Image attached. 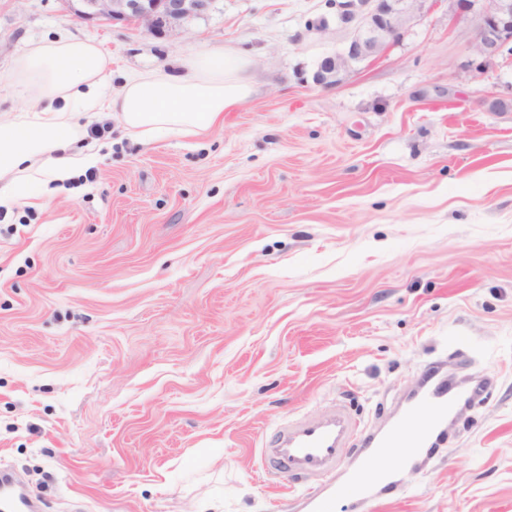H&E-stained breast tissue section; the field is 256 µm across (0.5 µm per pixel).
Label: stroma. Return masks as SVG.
Instances as JSON below:
<instances>
[{"label":"stroma","mask_w":512,"mask_h":512,"mask_svg":"<svg viewBox=\"0 0 512 512\" xmlns=\"http://www.w3.org/2000/svg\"><path fill=\"white\" fill-rule=\"evenodd\" d=\"M345 0H212L158 35L66 0H0V73L29 42L112 56L109 92L222 48L254 92L223 124L118 120L37 203L0 208V467L43 512H310L262 448L344 406L385 427L431 363L492 382L397 491L336 512H512V67L482 78L446 0L343 83Z\"/></svg>","instance_id":"stroma-1"}]
</instances>
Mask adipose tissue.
Segmentation results:
<instances>
[{"label":"adipose tissue","mask_w":512,"mask_h":512,"mask_svg":"<svg viewBox=\"0 0 512 512\" xmlns=\"http://www.w3.org/2000/svg\"><path fill=\"white\" fill-rule=\"evenodd\" d=\"M111 66L108 53L79 37L34 42L16 57L8 79L26 106L0 118V206L16 203L29 186L65 180L95 163V154L72 150L78 126L71 110L116 115L136 137L196 135L253 92L246 58L224 50L198 52L180 74L147 72L105 95L101 87Z\"/></svg>","instance_id":"ef3b65f1"}]
</instances>
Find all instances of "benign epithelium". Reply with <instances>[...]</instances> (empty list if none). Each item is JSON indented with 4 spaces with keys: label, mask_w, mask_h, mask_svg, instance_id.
Returning a JSON list of instances; mask_svg holds the SVG:
<instances>
[{
    "label": "benign epithelium",
    "mask_w": 512,
    "mask_h": 512,
    "mask_svg": "<svg viewBox=\"0 0 512 512\" xmlns=\"http://www.w3.org/2000/svg\"><path fill=\"white\" fill-rule=\"evenodd\" d=\"M88 22L145 23L169 29L205 12L212 0H67ZM365 7L348 47L325 57L314 73L319 86L339 84L354 65L379 56L432 8L430 0H359ZM448 16L473 34L469 67L482 75L499 63L512 64V0H448Z\"/></svg>",
    "instance_id": "benign-epithelium-1"
}]
</instances>
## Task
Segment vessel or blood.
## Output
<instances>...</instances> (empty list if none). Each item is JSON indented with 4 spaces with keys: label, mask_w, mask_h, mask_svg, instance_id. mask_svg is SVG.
<instances>
[{
    "label": "vessel or blood",
    "mask_w": 512,
    "mask_h": 512,
    "mask_svg": "<svg viewBox=\"0 0 512 512\" xmlns=\"http://www.w3.org/2000/svg\"><path fill=\"white\" fill-rule=\"evenodd\" d=\"M475 390H462L447 379L429 374L420 391L401 414L380 433L368 437V446L357 457L343 485L328 482V475L344 463L345 444L359 436L357 424L343 409L320 417L289 422L274 447L263 449L268 471H285L302 484L325 482L326 493L314 512H335L340 497L367 500L387 497L392 489L389 467L381 461L385 449L393 448L410 460L432 455L431 435L457 411L460 404L475 399ZM0 512H33L23 494L17 493L11 477L0 474Z\"/></svg>",
    "instance_id": "vessel-or-blood-1"
}]
</instances>
